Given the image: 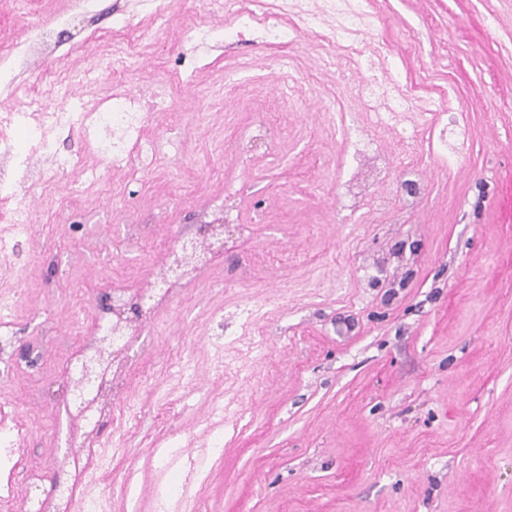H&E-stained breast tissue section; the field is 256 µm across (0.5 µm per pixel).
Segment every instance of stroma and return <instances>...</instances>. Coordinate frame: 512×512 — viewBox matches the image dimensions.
Returning a JSON list of instances; mask_svg holds the SVG:
<instances>
[{"instance_id": "obj_1", "label": "stroma", "mask_w": 512, "mask_h": 512, "mask_svg": "<svg viewBox=\"0 0 512 512\" xmlns=\"http://www.w3.org/2000/svg\"><path fill=\"white\" fill-rule=\"evenodd\" d=\"M76 2L0 0V61L40 28L60 35V59H30L19 98L97 60L85 104L126 90L164 111L145 112L126 168L80 194L61 181L19 189L37 203L29 236L0 254V420L22 427L0 512H33L57 488L69 512H153L180 448L207 464L170 512H512V221L500 211L512 11L492 21L484 0H372L364 41L388 44L415 106L382 124L354 92L360 74L325 66L322 38L231 42L224 0H154L167 24L138 45L145 71L130 75L112 66L113 15L137 26L149 12ZM202 15L216 31L204 46L188 32ZM234 72L254 85L215 101ZM270 73L301 101L282 102ZM430 99L440 112L424 111ZM344 122L390 160L385 180L361 179L351 212L336 202ZM410 174L423 190L408 209L398 186ZM204 210L223 212L236 248L142 316L113 391L124 424L71 443V358L112 289L148 287ZM180 352L197 357L194 380L170 370ZM217 403L220 455L206 424Z\"/></svg>"}]
</instances>
